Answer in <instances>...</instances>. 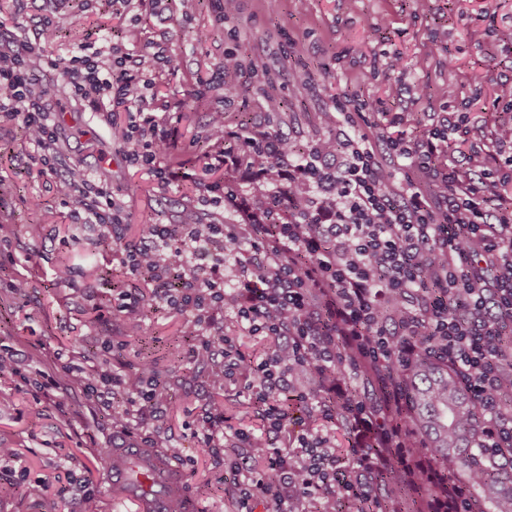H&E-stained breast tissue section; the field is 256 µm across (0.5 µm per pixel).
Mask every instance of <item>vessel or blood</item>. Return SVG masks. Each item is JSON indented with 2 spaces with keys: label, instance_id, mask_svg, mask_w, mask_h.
<instances>
[{
  "label": "vessel or blood",
  "instance_id": "vessel-or-blood-1",
  "mask_svg": "<svg viewBox=\"0 0 512 512\" xmlns=\"http://www.w3.org/2000/svg\"><path fill=\"white\" fill-rule=\"evenodd\" d=\"M106 475L116 496L136 501L140 512H192L194 508L174 467L130 439L113 449Z\"/></svg>",
  "mask_w": 512,
  "mask_h": 512
}]
</instances>
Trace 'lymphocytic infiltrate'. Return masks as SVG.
<instances>
[{
	"label": "lymphocytic infiltrate",
	"mask_w": 512,
	"mask_h": 512,
	"mask_svg": "<svg viewBox=\"0 0 512 512\" xmlns=\"http://www.w3.org/2000/svg\"><path fill=\"white\" fill-rule=\"evenodd\" d=\"M54 37L47 23L37 42L0 53V118L21 120L37 161L53 167L45 93L30 78L36 63L47 62L86 109L123 108L128 161L169 184L174 174L165 159L178 131L157 123L146 76L162 54L143 56L133 69L124 57L106 58L98 50L50 59L46 46ZM401 123L396 114L388 126L316 143L302 156L283 133H233L222 112L212 113L214 148L201 158L204 170L241 166L246 153L266 156L273 174L288 184L280 199L287 222L270 223L269 203L186 172L183 180L194 183L203 205L232 207L248 222V249L237 246L239 225L208 221L151 225L145 239L118 252L129 275L179 279L172 291L119 292L118 311L132 313L153 300L190 314L194 324L211 328L194 359L222 358L225 370L247 369L257 382L265 428L237 434L240 453L232 467L246 471L257 459L269 466L238 482L240 512H252L258 498L275 512H301L307 499L319 500L320 512H335L337 496L377 497L374 475L388 468L405 483L432 490L428 512H479L469 492L479 473L458 479L406 420L411 397L403 376L423 355L447 364L478 402L483 453L496 458L512 447V414L499 407L502 391L512 386V197L499 192L512 183V122L497 130L501 160L493 168L486 167L479 144L459 157L448 151L466 134L467 113L450 112L428 135L390 134ZM55 190L74 200L78 218L100 237H110L113 225L126 219L108 187L88 176L56 177ZM228 312L269 339L262 359L246 357L225 336ZM368 374L380 382V393L369 400L348 396L344 380ZM99 379L103 389L93 401L109 410L115 431L128 432L143 405L158 413L167 401L166 387L148 366L128 382L107 372ZM116 386L127 405H113ZM288 390L326 420L356 431L347 469H340L341 459L319 430L299 434L295 446L271 447L270 434L287 415Z\"/></svg>",
	"instance_id": "1"
}]
</instances>
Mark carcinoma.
Returning a JSON list of instances; mask_svg holds the SVG:
<instances>
[{
  "mask_svg": "<svg viewBox=\"0 0 512 512\" xmlns=\"http://www.w3.org/2000/svg\"><path fill=\"white\" fill-rule=\"evenodd\" d=\"M412 400L409 421L428 449L462 477L472 469L485 475L471 486L482 512H512V459L508 465L482 454L478 409L448 366L421 359L406 377Z\"/></svg>",
  "mask_w": 512,
  "mask_h": 512,
  "instance_id": "cac0c4a2",
  "label": "carcinoma"
}]
</instances>
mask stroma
Masks as SVG:
<instances>
[{"label":"stroma","instance_id":"obj_1","mask_svg":"<svg viewBox=\"0 0 512 512\" xmlns=\"http://www.w3.org/2000/svg\"><path fill=\"white\" fill-rule=\"evenodd\" d=\"M56 38L46 53L67 57L86 45L132 55L159 43L167 61L153 74L159 101L198 95L192 110H156L159 123L177 127L180 144L167 158L172 169L200 158L210 112L224 111L227 130L240 121L288 134L299 149L333 139L336 115L363 108L367 121L404 113L407 131L429 132L448 111V89L469 114L476 136L491 138L512 120V0H243L224 17L222 0H0V25L12 41H34L42 20ZM79 30V41L69 34ZM253 61L227 74L225 52ZM34 74L46 92L54 123L50 152L57 170H79L110 189L123 206L122 238L147 236L150 225L184 222L194 212L191 183L161 187L126 157V112H89L75 102L47 66ZM234 89L226 97V89ZM281 101L269 112V99ZM34 147L20 120H0V351L19 358L17 372L0 376V444L17 457L0 464V512H137L115 500L105 475L112 454L106 410L83 394L85 370H112L124 378L152 364L168 387L162 420L136 419L137 443L158 437L178 448L169 461L185 479L197 512H238L234 480L202 446L197 433L204 411L221 400L224 444L240 431H259L263 421L247 389V371L227 374L222 359L205 365L189 353L199 341L189 317L161 305L133 313L140 333L127 335L115 318L118 281L108 249L77 223L72 200L56 196L51 179L29 165ZM44 225L48 237L31 249L27 228ZM97 265L92 291L74 288L83 266ZM24 281L16 289V281ZM74 363L76 371L65 370ZM59 384L60 404L37 388L41 373ZM326 427L340 453L355 440L344 424H326L294 406L273 447H283L309 428Z\"/></svg>","mask_w":512,"mask_h":512}]
</instances>
